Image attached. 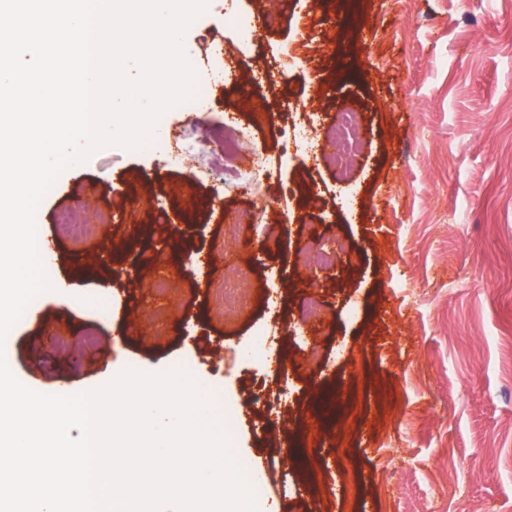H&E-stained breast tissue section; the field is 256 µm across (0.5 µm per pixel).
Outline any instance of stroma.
I'll return each instance as SVG.
<instances>
[{"label":"stroma","instance_id":"stroma-1","mask_svg":"<svg viewBox=\"0 0 512 512\" xmlns=\"http://www.w3.org/2000/svg\"><path fill=\"white\" fill-rule=\"evenodd\" d=\"M263 18L256 40L229 7ZM212 74L206 106L166 112L151 148L109 146L64 170L36 213L84 217L64 241L102 272L53 271L70 299L39 296L4 353L28 388H100L125 368H189L238 417L228 436L283 512H512V0H207L183 34ZM351 105L365 148L349 178L285 146V129L325 128ZM249 125L277 166L242 190L196 178L223 156L225 116ZM205 141L188 156L178 137ZM265 205L257 223L225 212ZM304 245L335 263L297 265ZM180 267L165 300L153 270ZM246 276L224 313V277ZM325 307L309 334L303 305ZM71 325L58 334L53 315ZM93 331L95 345L81 342ZM287 354L265 370L253 344ZM338 420L304 431L316 387ZM304 462L281 456L298 435ZM224 24L233 27L245 39H254L256 26L254 21L244 12L236 11L233 8L224 12Z\"/></svg>","mask_w":512,"mask_h":512}]
</instances>
